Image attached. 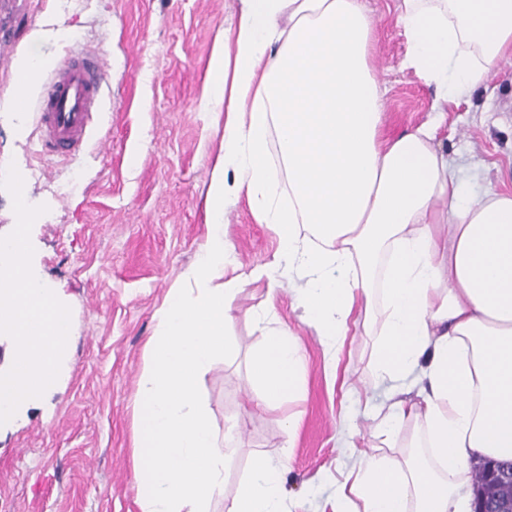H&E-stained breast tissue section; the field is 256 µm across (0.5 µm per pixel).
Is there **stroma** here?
I'll return each instance as SVG.
<instances>
[{
  "mask_svg": "<svg viewBox=\"0 0 512 512\" xmlns=\"http://www.w3.org/2000/svg\"><path fill=\"white\" fill-rule=\"evenodd\" d=\"M374 24L372 69L386 89L382 131L393 137L429 120L433 87L402 66L407 44L392 0H364ZM239 0H8L0 18L15 25L13 54L0 55V100L18 88L16 56L41 26L42 54L63 62L87 47L109 66L106 110L94 140L69 160L38 155L30 112H0V174L24 169L25 200L46 205L31 229L32 266L61 291L72 312L68 364L49 403L0 426V512H141L133 466L135 397L154 335V314L195 261L206 236L205 193L221 133L201 101L216 40ZM68 37H60L59 27ZM440 145L465 190L512 189V65L491 73L476 106L448 112ZM224 231L243 272L270 261L274 231L247 198L230 203ZM266 284L247 285L228 326L233 350L202 378L217 438L229 454L224 512L251 461L282 465L285 493L301 512H322L339 471L352 463L342 434L380 445L371 411L401 385L375 380L377 338L351 327L339 357L321 344L291 285L275 295L277 320L296 334L307 360L305 400L257 410L248 358L263 342L252 313ZM299 426L287 435L282 414Z\"/></svg>",
  "mask_w": 512,
  "mask_h": 512,
  "instance_id": "35a3bbf8",
  "label": "stroma"
}]
</instances>
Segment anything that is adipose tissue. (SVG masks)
Segmentation results:
<instances>
[{"label":"adipose tissue","instance_id":"1","mask_svg":"<svg viewBox=\"0 0 512 512\" xmlns=\"http://www.w3.org/2000/svg\"><path fill=\"white\" fill-rule=\"evenodd\" d=\"M212 53L206 104L223 119L205 205L208 235L155 313L135 399L134 469L142 512H209L224 491L217 445L198 385L226 352L230 312L245 286L301 279L297 303L322 344L340 352L353 313L376 332V378L417 377L415 399L391 396L374 414L395 458L353 449L323 512H457L470 465L512 460V190L466 195L436 145L449 104L469 101L512 63V0H395L403 61L434 85L431 119L387 138L386 93L375 78L372 20L363 0H239ZM41 28L16 62L22 112L51 61ZM247 197L279 248L250 273L229 275L226 207ZM254 320L262 347L249 361L257 406L306 395L295 335ZM225 512H296L279 463L259 456Z\"/></svg>","mask_w":512,"mask_h":512}]
</instances>
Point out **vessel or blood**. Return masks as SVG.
<instances>
[{
  "label": "vessel or blood",
  "mask_w": 512,
  "mask_h": 512,
  "mask_svg": "<svg viewBox=\"0 0 512 512\" xmlns=\"http://www.w3.org/2000/svg\"><path fill=\"white\" fill-rule=\"evenodd\" d=\"M101 55L80 50L49 73L35 102L34 132L42 153L72 157L92 139L105 104Z\"/></svg>",
  "instance_id": "1"
}]
</instances>
